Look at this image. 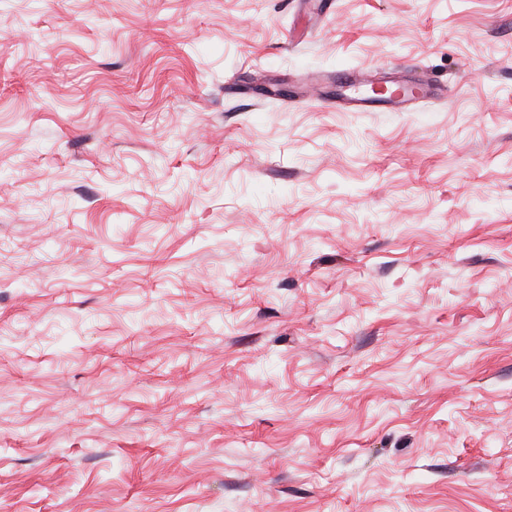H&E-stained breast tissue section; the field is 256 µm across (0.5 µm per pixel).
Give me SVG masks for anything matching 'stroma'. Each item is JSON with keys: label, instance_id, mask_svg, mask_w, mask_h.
I'll return each mask as SVG.
<instances>
[{"label": "stroma", "instance_id": "stroma-1", "mask_svg": "<svg viewBox=\"0 0 512 512\" xmlns=\"http://www.w3.org/2000/svg\"><path fill=\"white\" fill-rule=\"evenodd\" d=\"M134 507L512 512V0H0V512ZM336 81L342 89L341 98L344 102H336L337 106L351 108L359 112H373L371 106L376 99L364 95L361 90L366 86H373L380 82H392L400 89L398 94L386 97L382 101L393 111L406 110L431 96L428 84L387 80L377 70H343L336 72ZM349 91V93H346Z\"/></svg>", "mask_w": 512, "mask_h": 512}]
</instances>
